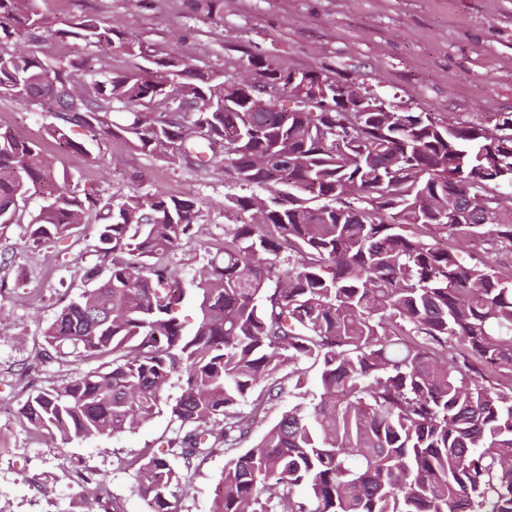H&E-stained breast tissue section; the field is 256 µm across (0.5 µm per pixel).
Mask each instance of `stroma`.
Segmentation results:
<instances>
[{"label":"stroma","instance_id":"1","mask_svg":"<svg viewBox=\"0 0 512 512\" xmlns=\"http://www.w3.org/2000/svg\"><path fill=\"white\" fill-rule=\"evenodd\" d=\"M40 6L60 18L99 13L160 53L190 51L204 68L237 74L251 70L254 59H273L284 68L362 84L405 112H512V0H218L211 14L192 11L189 0H41ZM185 32L190 38L183 43ZM51 121L47 113L0 98V123L49 150L54 144L45 129ZM101 155L99 163L65 155L56 164L84 188L124 193L135 187L199 200L197 233L174 256L184 279H192L235 222L234 212L224 208L229 188L222 166H170L115 138L102 142ZM41 203L40 196L30 197L19 223L0 238V277L8 283L0 294V425L7 438L0 453V512H85L82 489L62 478L77 462L106 475L121 512H148L127 463L144 452L167 455L180 434L167 412L135 430L74 443L34 434L15 417L26 383L43 386L50 379L37 357L43 330L83 291L84 268L98 262L92 224L51 248L28 246L27 226ZM449 244L464 263L512 270V255L486 239L453 238ZM302 369L303 388L285 386L266 414L253 417L255 393L241 400L236 411L251 425L235 452L258 442L282 413L319 395V363L307 360ZM227 459L219 450L185 473L179 512H210Z\"/></svg>","mask_w":512,"mask_h":512}]
</instances>
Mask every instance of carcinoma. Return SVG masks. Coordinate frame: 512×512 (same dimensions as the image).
<instances>
[{
    "instance_id": "1",
    "label": "carcinoma",
    "mask_w": 512,
    "mask_h": 512,
    "mask_svg": "<svg viewBox=\"0 0 512 512\" xmlns=\"http://www.w3.org/2000/svg\"><path fill=\"white\" fill-rule=\"evenodd\" d=\"M48 35L88 53L43 58ZM118 49L152 67L114 71ZM254 66L266 110L231 112L232 75L159 57L97 13L63 20L37 0H0V98L49 113L57 152L84 160L79 135L119 138L169 165L221 163L243 191L226 197L242 219L194 276L200 315L188 329L170 255L194 236L199 201L81 189L39 142L0 124V235L39 187L30 246L93 216L100 259L44 329L38 358L57 370L18 420L79 442L164 409L189 471L247 437L235 407L249 391L267 383L257 416L285 380L300 388L313 359L319 401L227 460L211 512H512V274L448 246L488 236L512 254V113L330 112L320 101L286 112L276 94L291 71ZM453 343L468 355L442 358ZM79 362L89 368L68 369ZM129 466L151 512H178L183 471L157 456ZM65 478L93 486L96 512H118L95 470Z\"/></svg>"
}]
</instances>
